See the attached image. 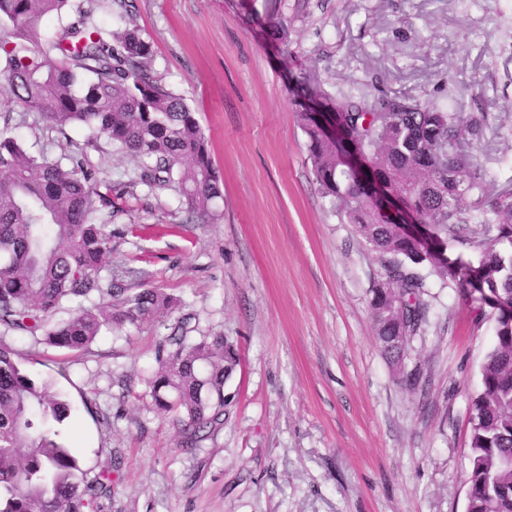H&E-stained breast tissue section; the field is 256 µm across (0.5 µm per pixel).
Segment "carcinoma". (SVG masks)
<instances>
[{"instance_id": "1", "label": "carcinoma", "mask_w": 512, "mask_h": 512, "mask_svg": "<svg viewBox=\"0 0 512 512\" xmlns=\"http://www.w3.org/2000/svg\"><path fill=\"white\" fill-rule=\"evenodd\" d=\"M128 18L121 29L97 21L104 9ZM59 24L49 37L43 19ZM152 45L133 25L129 0H0V76L13 98L38 113L45 128L105 136L138 162L135 183L178 192L188 214L213 216L221 179L208 143L185 98L149 66ZM294 105L308 139L322 195L342 205L376 254L380 279L370 312L380 347L406 381L401 346L427 321L428 267L470 294L476 311L492 310L494 340L471 400L467 512H512V193L487 194L474 161L489 128L488 114L466 117L429 100L402 95L339 99L299 80ZM367 164L357 171L351 152ZM117 184L99 175L82 150L50 161L33 156L0 126V330L81 351L105 329L137 325L174 305L155 288H105L134 277L112 270V231L96 222L112 208ZM413 213L415 227L404 226ZM477 220L483 237L473 263L454 255L463 225ZM149 381L153 405L174 414L195 436L221 422L224 385L239 365L224 335L192 341L184 322L159 342ZM67 397L30 374L0 340V512H87L112 488V470L84 481L79 459L62 440L71 415Z\"/></svg>"}]
</instances>
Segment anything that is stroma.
I'll list each match as a JSON object with an SVG mask.
<instances>
[{
    "instance_id": "stroma-1",
    "label": "stroma",
    "mask_w": 512,
    "mask_h": 512,
    "mask_svg": "<svg viewBox=\"0 0 512 512\" xmlns=\"http://www.w3.org/2000/svg\"><path fill=\"white\" fill-rule=\"evenodd\" d=\"M150 66L195 109L223 179L209 223L176 191L128 187L97 218L112 261L142 270L173 311L68 352L6 334L70 400L62 427L88 476L116 462L101 512H466L470 403L495 334L455 282L421 268L428 320L407 386L370 317L376 255L320 193L292 104L295 76L333 95H407L496 116L475 156L489 194L512 188V0H131ZM288 26L271 39L268 18ZM36 155L86 151L102 177L132 158L77 127L45 129L0 80V113ZM221 333L240 365L223 425L193 446L146 380L179 319Z\"/></svg>"
}]
</instances>
